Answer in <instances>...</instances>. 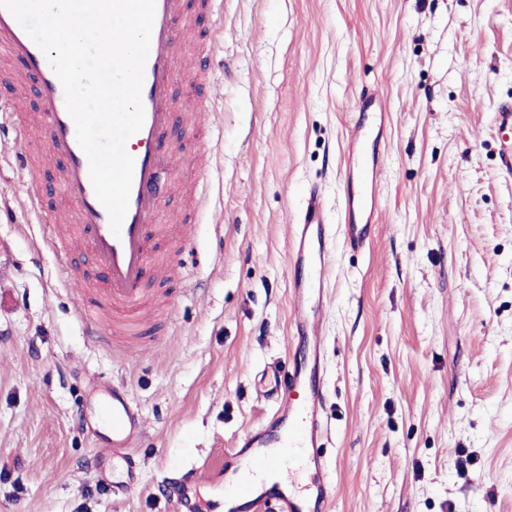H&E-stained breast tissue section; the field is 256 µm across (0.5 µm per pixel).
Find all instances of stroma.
Wrapping results in <instances>:
<instances>
[{"instance_id":"obj_1","label":"stroma","mask_w":512,"mask_h":512,"mask_svg":"<svg viewBox=\"0 0 512 512\" xmlns=\"http://www.w3.org/2000/svg\"><path fill=\"white\" fill-rule=\"evenodd\" d=\"M194 18L187 62L212 42L220 84L178 78L210 127L177 123L168 216L191 212L179 271L150 278L171 312L120 353L76 314L105 277L77 256L74 293L47 246L65 207L59 166L26 194L0 129V512H176L169 479L217 472L277 407L260 392L294 342L289 226L311 189L340 224L354 102L390 113L371 246L337 243L325 319L327 512H512V171L496 121L512 102V0H224V33ZM124 383L144 421L134 489L94 474L81 424L91 380Z\"/></svg>"}]
</instances>
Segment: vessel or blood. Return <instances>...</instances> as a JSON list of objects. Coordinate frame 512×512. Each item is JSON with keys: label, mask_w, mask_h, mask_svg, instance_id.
Segmentation results:
<instances>
[{"label": "vessel or blood", "mask_w": 512, "mask_h": 512, "mask_svg": "<svg viewBox=\"0 0 512 512\" xmlns=\"http://www.w3.org/2000/svg\"><path fill=\"white\" fill-rule=\"evenodd\" d=\"M223 0H156L150 47L144 68L141 99L144 124L126 143L134 159L127 213L120 231H112L106 208L98 200L89 174L88 159L80 147L75 125L65 102L63 87L47 56L29 37L15 17L0 8V54L20 61V74L4 73L10 85V100L0 99V112L11 102L36 95L44 106L41 117L40 148L47 161H62L57 190L68 205V218L75 225L73 238L51 239L59 266L77 268L76 248L89 247L96 266L105 274L103 294L97 306H83L80 319L93 336L102 334L106 323L103 308L124 316L126 335L146 336V325L136 315L144 299V283L150 262L149 243L171 228L163 222L160 182L162 168H175L179 152L168 134L181 118H191L195 127L204 124L206 108L177 107L172 88L178 74L177 28L191 13L219 14ZM357 117L347 138L346 174L342 195L341 234L328 223L319 192H311L292 226L290 262L297 268L291 288L295 313L294 335L305 338L308 352H296L288 373H274L264 393L275 397L281 386H289L293 397L278 406L269 427L245 431L224 464V508L226 512H323L334 493L331 473L326 472L322 453L323 373L326 356L321 320L331 307L327 284L333 273L336 236L354 250L366 247L381 214L380 183L383 170L379 144L389 114L383 97L372 93L355 102ZM187 238L188 225L172 228ZM97 421L106 433L103 444L113 457L135 467L133 448L142 434V422L127 391L119 386L104 390L97 399ZM295 459L309 479L304 486L288 484L271 490L264 474L279 469L283 457Z\"/></svg>", "instance_id": "obj_1"}]
</instances>
